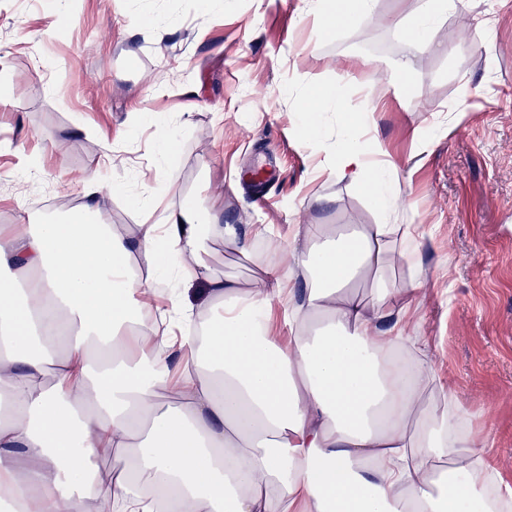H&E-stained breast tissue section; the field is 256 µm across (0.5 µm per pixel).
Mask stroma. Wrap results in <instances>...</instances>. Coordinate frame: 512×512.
I'll return each instance as SVG.
<instances>
[{
    "label": "stroma",
    "mask_w": 512,
    "mask_h": 512,
    "mask_svg": "<svg viewBox=\"0 0 512 512\" xmlns=\"http://www.w3.org/2000/svg\"><path fill=\"white\" fill-rule=\"evenodd\" d=\"M419 5L374 0L367 22L330 29L301 0H0V85L12 91L0 106V225L65 219L93 172L116 188L100 208L122 235L186 198L221 223L263 226L249 255L220 240L204 255L213 276L249 287L282 258L269 241L288 242L296 225L380 221L332 172L334 117L319 143L287 118L306 89L340 86L341 107L372 112L370 133L397 167L398 223L424 232L411 327L433 340L438 380L512 487V0H467L427 44L395 24ZM143 11L152 28L138 27ZM401 61L413 76L395 87ZM171 131L167 164L157 147ZM258 163L273 173L259 189L240 177Z\"/></svg>",
    "instance_id": "35a3bbf8"
}]
</instances>
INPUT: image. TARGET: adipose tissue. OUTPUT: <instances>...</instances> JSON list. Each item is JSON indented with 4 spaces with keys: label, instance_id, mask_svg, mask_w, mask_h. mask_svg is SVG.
Returning a JSON list of instances; mask_svg holds the SVG:
<instances>
[{
    "label": "adipose tissue",
    "instance_id": "adipose-tissue-1",
    "mask_svg": "<svg viewBox=\"0 0 512 512\" xmlns=\"http://www.w3.org/2000/svg\"><path fill=\"white\" fill-rule=\"evenodd\" d=\"M339 97L305 94L290 120L320 137ZM372 121L341 113L336 175L363 186L380 223L296 227L288 269L245 290L202 255L212 239L251 253L259 226L185 200L125 237L99 208L112 187L92 175L66 221L0 226V500L17 512H495L497 461L436 385L430 342L408 331L423 232L391 221L406 194L365 138ZM396 260L409 287L386 276ZM366 276L369 304L351 291ZM298 277L303 290L289 289ZM195 281L216 309L199 336L184 331Z\"/></svg>",
    "mask_w": 512,
    "mask_h": 512
}]
</instances>
